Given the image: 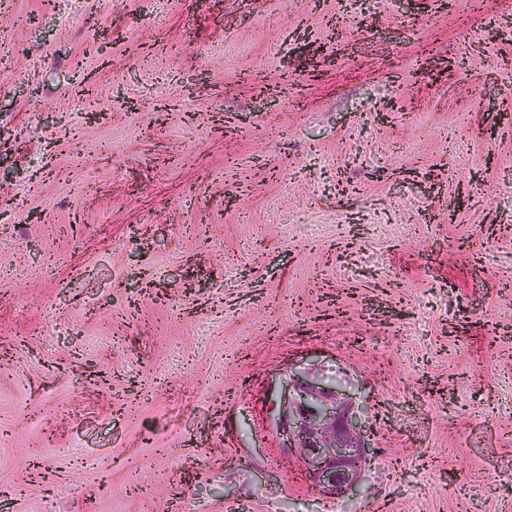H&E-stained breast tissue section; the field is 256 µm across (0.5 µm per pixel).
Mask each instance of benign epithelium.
<instances>
[{
  "mask_svg": "<svg viewBox=\"0 0 512 512\" xmlns=\"http://www.w3.org/2000/svg\"><path fill=\"white\" fill-rule=\"evenodd\" d=\"M279 421L305 464L313 490L345 497L358 489L368 445L362 422L337 404L335 390L298 384Z\"/></svg>",
  "mask_w": 512,
  "mask_h": 512,
  "instance_id": "benign-epithelium-1",
  "label": "benign epithelium"
}]
</instances>
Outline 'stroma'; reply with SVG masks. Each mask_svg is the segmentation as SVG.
Here are the masks:
<instances>
[{
    "instance_id": "35a3bbf8",
    "label": "stroma",
    "mask_w": 512,
    "mask_h": 512,
    "mask_svg": "<svg viewBox=\"0 0 512 512\" xmlns=\"http://www.w3.org/2000/svg\"><path fill=\"white\" fill-rule=\"evenodd\" d=\"M0 167V512H512V0H0ZM296 391V389H294ZM337 390L298 384L297 398L289 394L279 418L305 464L312 489L345 497L362 482L366 448L362 422L337 404Z\"/></svg>"
}]
</instances>
